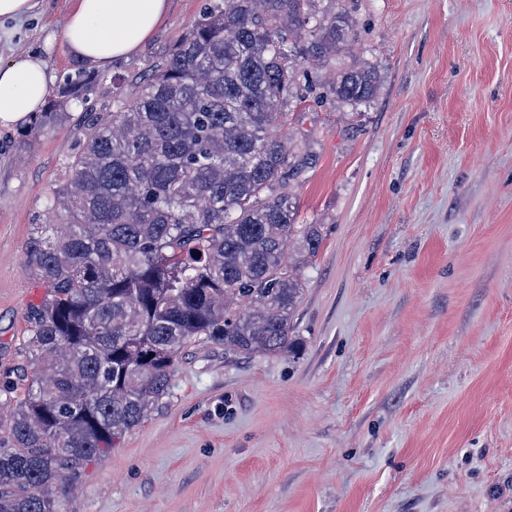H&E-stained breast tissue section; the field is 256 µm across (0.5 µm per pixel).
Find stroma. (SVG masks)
Segmentation results:
<instances>
[{"instance_id":"stroma-1","label":"stroma","mask_w":512,"mask_h":512,"mask_svg":"<svg viewBox=\"0 0 512 512\" xmlns=\"http://www.w3.org/2000/svg\"><path fill=\"white\" fill-rule=\"evenodd\" d=\"M213 0H170L152 37L103 70L59 45L72 0L0 20V62L37 51L54 75L39 131L0 128V444L26 394L33 225L64 182L85 108L108 115ZM350 11L351 42L309 72L321 100L279 135L306 139L290 188L321 227L301 269L294 354L195 342L171 395L60 512H512V0H316ZM380 75L350 108L338 72ZM94 80L88 103L64 93Z\"/></svg>"}]
</instances>
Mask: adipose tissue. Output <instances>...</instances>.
Listing matches in <instances>:
<instances>
[{
    "instance_id": "adipose-tissue-1",
    "label": "adipose tissue",
    "mask_w": 512,
    "mask_h": 512,
    "mask_svg": "<svg viewBox=\"0 0 512 512\" xmlns=\"http://www.w3.org/2000/svg\"><path fill=\"white\" fill-rule=\"evenodd\" d=\"M168 0H73L60 32L74 61L103 69L135 53L168 11ZM52 76L45 60L23 53L0 65V127L28 121L49 95Z\"/></svg>"
}]
</instances>
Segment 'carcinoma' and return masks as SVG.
Wrapping results in <instances>:
<instances>
[{
    "mask_svg": "<svg viewBox=\"0 0 512 512\" xmlns=\"http://www.w3.org/2000/svg\"><path fill=\"white\" fill-rule=\"evenodd\" d=\"M352 37L342 8L314 0L210 7L106 118L33 227L27 267L47 290L30 309L34 370L0 447V512H59L54 490L82 478L170 395L183 349L238 355L299 346L292 317L317 224L287 191L306 145L276 135L283 109L322 95L295 66H320ZM377 72L337 78L336 101L374 98Z\"/></svg>",
    "mask_w": 512,
    "mask_h": 512,
    "instance_id": "carcinoma-1",
    "label": "carcinoma"
}]
</instances>
